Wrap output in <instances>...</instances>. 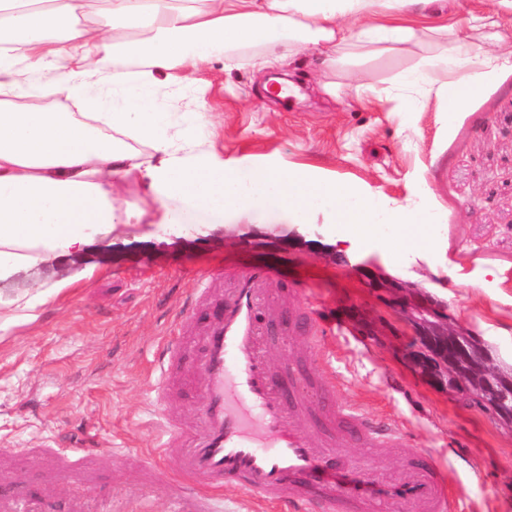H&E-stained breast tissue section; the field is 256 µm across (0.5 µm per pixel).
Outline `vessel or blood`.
<instances>
[{"instance_id":"obj_1","label":"vessel or blood","mask_w":512,"mask_h":512,"mask_svg":"<svg viewBox=\"0 0 512 512\" xmlns=\"http://www.w3.org/2000/svg\"><path fill=\"white\" fill-rule=\"evenodd\" d=\"M298 295L266 268L233 269L203 276L174 315L160 351L161 385L188 386L203 402L194 425L168 412L159 419L172 469L149 455L144 463L155 480L177 487L175 512H224L228 486L289 512H453L447 475L423 449L390 422L329 397L336 381L329 362L307 380L294 362L272 364L267 314ZM297 328L311 343L324 332L308 308ZM354 445L377 449V459L352 465L345 450ZM97 454L57 448L47 460L64 478L68 456ZM0 512L45 507L4 484Z\"/></svg>"}]
</instances>
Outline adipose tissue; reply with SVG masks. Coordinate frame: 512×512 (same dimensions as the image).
<instances>
[{
	"instance_id": "ef3b65f1",
	"label": "adipose tissue",
	"mask_w": 512,
	"mask_h": 512,
	"mask_svg": "<svg viewBox=\"0 0 512 512\" xmlns=\"http://www.w3.org/2000/svg\"><path fill=\"white\" fill-rule=\"evenodd\" d=\"M49 3L48 9L31 11L18 9V0H0V9L10 12L0 23V42L22 51L38 70L64 63L60 90L83 109L15 108L13 97L27 88L12 79L13 54L0 52V281L84 252L96 238L140 223L142 209L119 206L118 193L132 180L160 202L164 224L220 222L238 209L297 223L320 211L346 225L345 242L415 250L434 261L435 214L316 180L304 170L214 165L195 151L200 116L167 111L157 87L161 77L245 45L285 59L319 54L329 92L334 76L354 78L360 63L394 61L447 36V26L415 27L402 17L410 11L427 19L437 13L439 0H202L198 8L178 0H108L113 28L148 29L142 40L84 26L61 39L50 37L52 19H73L86 3ZM117 57L142 67L115 70ZM492 57L463 39L454 53L426 56L402 70L389 88L361 85V99L410 103L415 93L431 90L435 71L463 74L473 94ZM176 127L182 131L180 147L170 136Z\"/></svg>"
}]
</instances>
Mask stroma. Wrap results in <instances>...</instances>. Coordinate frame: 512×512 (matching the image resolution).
Wrapping results in <instances>:
<instances>
[{"mask_svg":"<svg viewBox=\"0 0 512 512\" xmlns=\"http://www.w3.org/2000/svg\"><path fill=\"white\" fill-rule=\"evenodd\" d=\"M456 35L479 40L480 25L512 23L497 0H449ZM274 72L290 75L301 100L272 99ZM194 92L163 82L171 112L203 115L212 163L260 170L304 169L318 180L384 201L423 206L439 221V271L410 252L337 242L342 225L323 213L302 224H269L254 212L225 214L212 231L193 224H144L96 241L82 255L21 271L0 285V301L37 298V317L0 331V477L38 493L49 512H75L92 497L110 512L149 497L170 512L173 490L151 482L137 459L158 445L157 413L194 421L196 391L158 397L157 350L168 322L205 273L238 264L270 268L300 289L325 332L319 349L339 379V397L397 425L453 474L457 512H512V427L431 383L405 359L408 330L390 280L441 301L450 326L488 344L512 372V69L482 79L479 92L449 107L445 95L398 103L359 102L355 84L326 93L305 62L283 63L254 47L194 74ZM289 237L288 248L276 239ZM91 275L63 291L75 271ZM124 448L128 457L92 460L85 483L58 480L46 448Z\"/></svg>","mask_w":512,"mask_h":512,"instance_id":"1","label":"stroma"}]
</instances>
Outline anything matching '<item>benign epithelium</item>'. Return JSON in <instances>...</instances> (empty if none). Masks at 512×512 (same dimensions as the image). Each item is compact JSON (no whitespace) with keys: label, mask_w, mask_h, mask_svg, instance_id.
<instances>
[{"label":"benign epithelium","mask_w":512,"mask_h":512,"mask_svg":"<svg viewBox=\"0 0 512 512\" xmlns=\"http://www.w3.org/2000/svg\"><path fill=\"white\" fill-rule=\"evenodd\" d=\"M399 302L413 329L405 356L414 369L450 391L456 389L457 379H469L472 396L492 415L511 425L512 413L500 408V403L504 396L512 395V374L493 372L485 341L467 330L448 327L445 306L431 296L418 304L401 296Z\"/></svg>","instance_id":"obj_1"}]
</instances>
